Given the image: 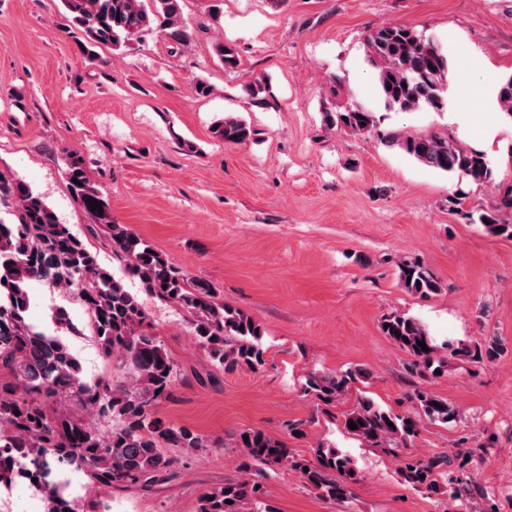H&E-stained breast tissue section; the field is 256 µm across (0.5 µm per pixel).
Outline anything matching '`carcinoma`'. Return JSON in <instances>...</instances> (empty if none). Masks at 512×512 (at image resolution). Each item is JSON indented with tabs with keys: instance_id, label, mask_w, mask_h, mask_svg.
I'll use <instances>...</instances> for the list:
<instances>
[{
	"instance_id": "cac0c4a2",
	"label": "carcinoma",
	"mask_w": 512,
	"mask_h": 512,
	"mask_svg": "<svg viewBox=\"0 0 512 512\" xmlns=\"http://www.w3.org/2000/svg\"><path fill=\"white\" fill-rule=\"evenodd\" d=\"M184 0H61L70 26L78 33L77 45L92 62L97 49L118 50L132 39L154 35L187 47L193 33L183 16ZM365 55L375 70L385 107L401 112L427 109L441 112L450 61L448 49L405 24H387L368 31ZM213 52L226 68L239 65L232 45L217 40ZM255 103H266V82L257 80L244 88ZM498 101L512 118V76L499 87ZM327 125L353 133L377 129L374 112L351 102L343 110L326 113ZM213 134L227 143L241 144L254 130L233 113L215 122ZM381 141L397 148L419 164L443 173H458L482 184L493 181L494 168L486 156L463 147L438 132L413 133L390 129ZM67 179L75 201L105 229L113 251L129 261L132 275L158 298L190 315L193 335L207 348L213 366L224 371H257L265 365L262 332L247 314L219 299L216 288L194 281L148 242L123 224L112 220L107 202L86 176L80 156H68ZM101 203L93 211L89 201ZM494 234L512 236V185L504 188L493 205L479 214ZM404 288L422 297L441 292L434 273L419 261L399 265ZM32 281L52 288L75 291L104 357L124 371L123 380L87 382L68 346L56 335L32 326L25 313ZM148 316L137 297L122 280L105 269L89 242L59 222L45 199L22 179L0 170V484L11 485L18 474L37 479L34 487L46 503L45 512H105L102 498L75 499L68 485L51 477V462L67 460L84 469L94 488L110 491L118 485L150 488L175 474L177 459L168 454L177 448L185 454L206 447L207 440L184 427L156 416L180 371L159 337L147 331ZM383 333L412 357L419 374L445 373L448 359L426 327L404 314L383 320ZM428 350H421L418 342ZM368 378L360 368L335 375L311 373L304 391L324 406L333 405L351 384ZM412 414L397 415L363 396L343 414L347 433L372 446L387 449L402 461L400 474L411 486L448 498V512H468V504L485 497L484 487L443 469L442 456L408 459L400 447L418 433L422 418L448 424L458 415L444 399L426 391L414 392ZM112 422L106 429L103 423ZM362 422L358 429L348 422ZM236 447L265 470L284 466L299 472L319 497L337 504L346 502L349 483L356 472L350 458L334 448H318L315 461L290 455L285 442L261 430L247 429L235 437ZM200 512H275L264 498L257 480L228 479L206 493Z\"/></svg>"
}]
</instances>
